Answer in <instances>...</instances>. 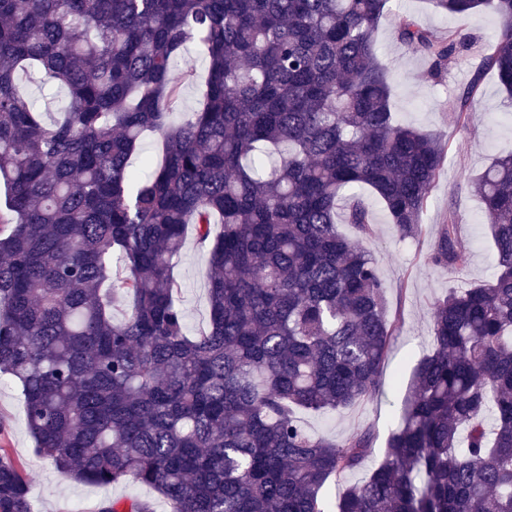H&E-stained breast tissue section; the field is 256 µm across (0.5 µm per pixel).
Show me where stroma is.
<instances>
[{
    "mask_svg": "<svg viewBox=\"0 0 512 512\" xmlns=\"http://www.w3.org/2000/svg\"><path fill=\"white\" fill-rule=\"evenodd\" d=\"M392 4L395 12L416 18L437 35L459 32L471 36L476 46L467 56L438 70L428 57L398 40L389 19H382L375 33L378 55L391 75L393 111L403 124L444 134L447 160L423 211L421 229L413 237L400 238L380 199L369 189L358 191L372 217V233L364 244L378 261L389 308L399 322L384 363L382 386L371 399L322 416L301 417L310 432L333 439L366 428L375 433L366 469L326 485L324 496L331 503L349 486L364 480L367 468L381 459L386 437L396 424L405 382L416 360L433 349V303L449 288L481 283L493 275L489 228L471 194L470 181L493 158L512 152V98L493 71L479 69L482 55L499 37L498 19L486 10L464 16L442 13L430 0H392ZM476 72L481 75L477 103L466 117H459L460 97ZM451 218L457 224V246L467 257L453 272L430 260L438 229ZM174 275L181 285L180 304L190 330L205 328L209 320L208 261L194 238H187ZM0 419L8 426L11 454L28 469L33 512H95L106 496L139 498L150 502L154 512H168L164 500L149 487L119 483L95 490L62 479L49 463L36 459L21 389L8 378L0 379Z\"/></svg>",
    "mask_w": 512,
    "mask_h": 512,
    "instance_id": "35a3bbf8",
    "label": "stroma"
}]
</instances>
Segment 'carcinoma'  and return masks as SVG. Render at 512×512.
Returning <instances> with one entry per match:
<instances>
[{"label": "carcinoma", "instance_id": "cac0c4a2", "mask_svg": "<svg viewBox=\"0 0 512 512\" xmlns=\"http://www.w3.org/2000/svg\"><path fill=\"white\" fill-rule=\"evenodd\" d=\"M433 6L498 18L482 67L512 93V0ZM390 13V0H0V376L20 384L34 451L62 478L144 485L169 512H512V153L473 182L493 277L434 302V348L383 458L333 506L323 488L364 466L373 436L327 439L296 416L375 395L397 331L375 258L338 231L339 198L371 188L405 239L445 163L442 136L392 111L375 46ZM395 29L437 67L472 47L407 16ZM190 42L207 75L178 121ZM30 69L66 90L61 120L16 91ZM154 132L164 160L137 173ZM346 221L371 234L360 197ZM190 228L213 271L194 335L173 276ZM431 261L465 263L455 220ZM6 435L0 421V512H32ZM97 512L153 509L103 498Z\"/></svg>", "mask_w": 512, "mask_h": 512}]
</instances>
